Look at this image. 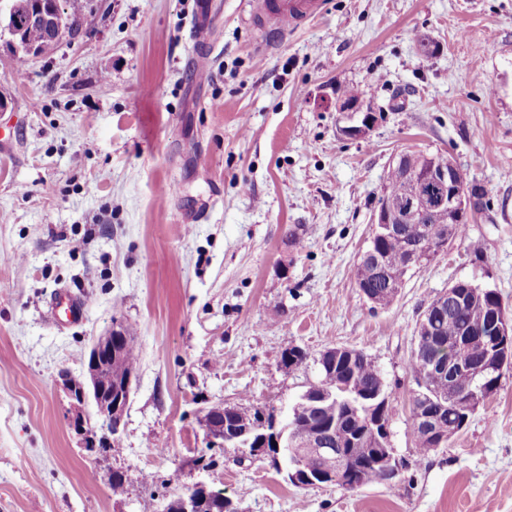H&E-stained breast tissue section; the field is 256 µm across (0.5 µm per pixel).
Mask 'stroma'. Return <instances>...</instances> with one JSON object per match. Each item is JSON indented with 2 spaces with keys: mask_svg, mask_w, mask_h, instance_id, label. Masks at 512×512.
Segmentation results:
<instances>
[{
  "mask_svg": "<svg viewBox=\"0 0 512 512\" xmlns=\"http://www.w3.org/2000/svg\"><path fill=\"white\" fill-rule=\"evenodd\" d=\"M249 2L86 0L78 33L23 66L0 32V512H165L196 482L236 512H512V370L421 461L409 371L420 314L453 282L512 313V0H326L268 49ZM194 51L209 77L188 75ZM350 86L375 110L361 138L338 134ZM410 144L451 156L488 206L375 308L354 267ZM63 288L88 300L79 323L48 318ZM116 320L137 338L133 389L118 448L91 455L58 373L82 376ZM291 345L309 355L293 371ZM336 346L390 386L391 483L296 485L209 445V404L285 417Z\"/></svg>",
  "mask_w": 512,
  "mask_h": 512,
  "instance_id": "1",
  "label": "stroma"
}]
</instances>
